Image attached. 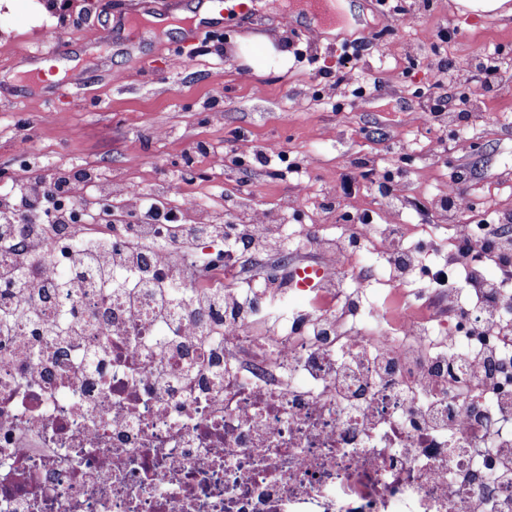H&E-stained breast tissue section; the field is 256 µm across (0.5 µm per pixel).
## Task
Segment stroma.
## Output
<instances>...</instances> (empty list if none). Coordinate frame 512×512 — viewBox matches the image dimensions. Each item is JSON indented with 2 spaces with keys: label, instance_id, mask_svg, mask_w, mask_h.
Instances as JSON below:
<instances>
[{
  "label": "stroma",
  "instance_id": "obj_1",
  "mask_svg": "<svg viewBox=\"0 0 512 512\" xmlns=\"http://www.w3.org/2000/svg\"><path fill=\"white\" fill-rule=\"evenodd\" d=\"M335 2L312 20L303 0H255L246 14L225 9L220 31L201 36L147 22L174 16L185 0L149 9L14 0L0 9V182L30 137L41 151L29 172L89 168L154 199L179 173L182 198L209 211L210 223L277 225L304 263L321 258L304 242L308 225L340 240L366 216L407 225L405 246L441 266L457 253L455 223L498 224L512 212V55L503 51L512 46V0L491 18L457 0H398L400 15L376 0ZM45 22L59 27L80 75L63 98L34 76L35 52L48 48ZM258 37L287 50V61L276 54L255 72L238 49ZM347 44L356 52L345 63ZM479 57L498 65L497 88L485 89ZM269 145L277 155L258 162L255 151ZM359 258L377 269L364 286L372 308L430 285L417 276L392 283L382 250Z\"/></svg>",
  "mask_w": 512,
  "mask_h": 512
}]
</instances>
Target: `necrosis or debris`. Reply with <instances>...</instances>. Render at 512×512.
<instances>
[{
    "label": "necrosis or debris",
    "instance_id": "4bbe7bcc",
    "mask_svg": "<svg viewBox=\"0 0 512 512\" xmlns=\"http://www.w3.org/2000/svg\"><path fill=\"white\" fill-rule=\"evenodd\" d=\"M139 190L109 185L85 220L76 196L0 252V271L21 258L84 277L75 292L42 293L44 322L72 309L76 336L63 357L18 316L0 335V512H512V269L483 277L490 235L456 225L473 256L480 311L437 287L400 309L393 329L344 291L368 282L355 262L376 224L352 244L320 240L327 306L264 320L265 293L242 288V256L265 278V253L282 251L263 224L205 225L198 205L156 203L173 224H141ZM205 227L220 239L196 259L183 237ZM104 241L85 255L79 238ZM156 257L129 265L140 244ZM136 275V306L103 294L101 273ZM183 300L160 311L157 283ZM490 377H483L485 364Z\"/></svg>",
    "mask_w": 512,
    "mask_h": 512
}]
</instances>
